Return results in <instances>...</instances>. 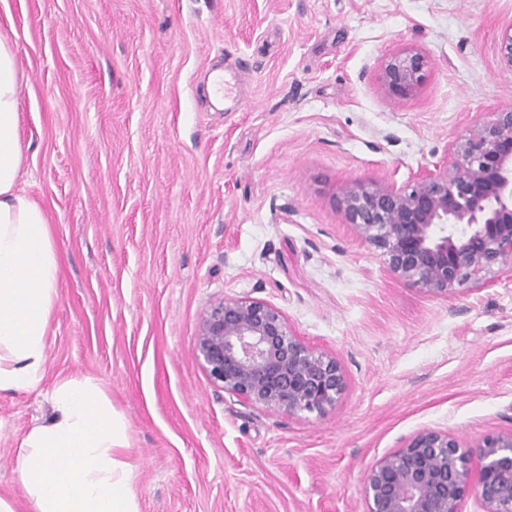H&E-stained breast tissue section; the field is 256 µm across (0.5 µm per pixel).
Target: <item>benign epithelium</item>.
<instances>
[{
    "label": "benign epithelium",
    "instance_id": "1",
    "mask_svg": "<svg viewBox=\"0 0 512 512\" xmlns=\"http://www.w3.org/2000/svg\"><path fill=\"white\" fill-rule=\"evenodd\" d=\"M500 56L512 72V27ZM427 55L408 48L387 58L382 88L403 99L426 80ZM345 223L380 250L401 281L434 293L479 288L512 274V105L455 143L450 167L408 184L351 182L341 191ZM197 356L211 382L257 408L322 412L345 388L335 358L292 330L276 307L224 299L203 313ZM472 451L445 431L425 428L362 479L365 512H463L473 497L483 512H512V435L490 437Z\"/></svg>",
    "mask_w": 512,
    "mask_h": 512
}]
</instances>
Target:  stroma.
<instances>
[{
	"label": "stroma",
	"mask_w": 512,
	"mask_h": 512,
	"mask_svg": "<svg viewBox=\"0 0 512 512\" xmlns=\"http://www.w3.org/2000/svg\"><path fill=\"white\" fill-rule=\"evenodd\" d=\"M512 0H0L23 75L21 192L60 258L44 379L0 392V497L46 393L88 379L125 426L139 512H363L365 471L424 428L512 435V275L443 295L345 224L343 185H403L512 105ZM417 48L426 81L381 88ZM235 74L216 108L214 73ZM279 308L336 357L321 413L247 405L194 352L212 303ZM428 68L427 55L417 48L394 53L384 63L382 88L396 99L406 98L425 82Z\"/></svg>",
	"instance_id": "1"
}]
</instances>
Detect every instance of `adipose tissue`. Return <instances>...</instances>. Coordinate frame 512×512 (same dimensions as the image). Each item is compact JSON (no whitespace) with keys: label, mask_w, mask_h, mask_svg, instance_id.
I'll use <instances>...</instances> for the list:
<instances>
[{"label":"adipose tissue","mask_w":512,"mask_h":512,"mask_svg":"<svg viewBox=\"0 0 512 512\" xmlns=\"http://www.w3.org/2000/svg\"><path fill=\"white\" fill-rule=\"evenodd\" d=\"M20 81L0 32V392L36 390L56 299L59 258L44 210L19 191ZM56 415L23 441L20 475L32 512H139L123 423L88 380L51 391Z\"/></svg>","instance_id":"adipose-tissue-1"}]
</instances>
